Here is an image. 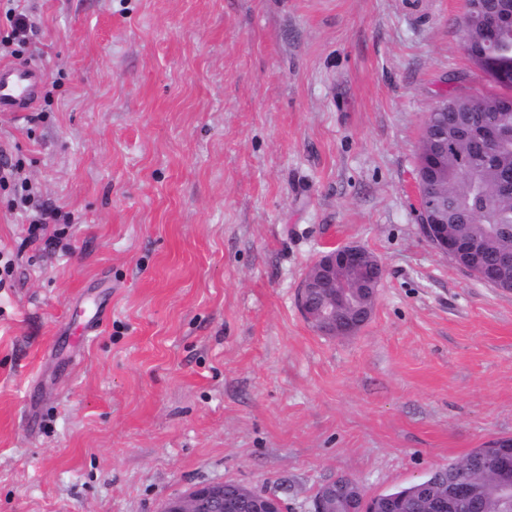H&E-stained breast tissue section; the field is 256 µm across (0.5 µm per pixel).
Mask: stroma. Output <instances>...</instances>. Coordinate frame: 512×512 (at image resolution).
<instances>
[{
	"label": "stroma",
	"mask_w": 512,
	"mask_h": 512,
	"mask_svg": "<svg viewBox=\"0 0 512 512\" xmlns=\"http://www.w3.org/2000/svg\"><path fill=\"white\" fill-rule=\"evenodd\" d=\"M20 6L45 83L0 116V512H157L224 481L310 512L337 474L379 494L512 438V293L415 215L427 112L490 89L465 0ZM39 205L61 219L33 241ZM329 241L385 265L348 338L295 303ZM95 307V313L92 318L84 323L76 326L72 331V341L76 345H83L89 339L90 334L99 328L103 322L107 305L100 298L92 299Z\"/></svg>",
	"instance_id": "1"
}]
</instances>
